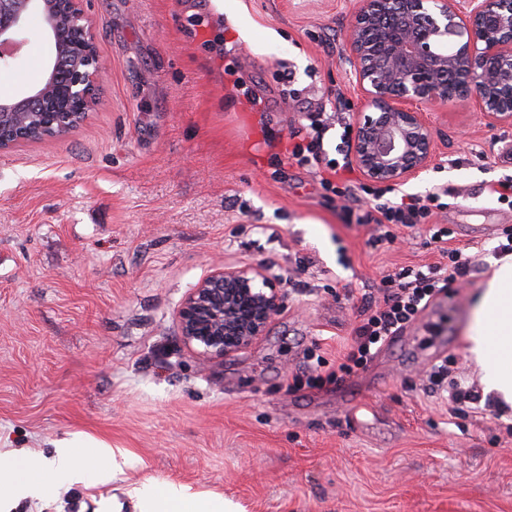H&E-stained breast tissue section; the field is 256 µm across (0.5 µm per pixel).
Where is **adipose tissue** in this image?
<instances>
[{"label": "adipose tissue", "mask_w": 512, "mask_h": 512, "mask_svg": "<svg viewBox=\"0 0 512 512\" xmlns=\"http://www.w3.org/2000/svg\"><path fill=\"white\" fill-rule=\"evenodd\" d=\"M468 351L483 367L484 390L512 403V255L497 261L467 326ZM134 455L92 437L55 441L52 455L0 452V512L22 499H43L94 474L107 484L133 466ZM96 512H241L223 495L145 477L100 500Z\"/></svg>", "instance_id": "1"}]
</instances>
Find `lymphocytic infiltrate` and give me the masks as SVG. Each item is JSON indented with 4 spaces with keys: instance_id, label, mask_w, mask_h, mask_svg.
Returning <instances> with one entry per match:
<instances>
[{
    "instance_id": "lymphocytic-infiltrate-1",
    "label": "lymphocytic infiltrate",
    "mask_w": 512,
    "mask_h": 512,
    "mask_svg": "<svg viewBox=\"0 0 512 512\" xmlns=\"http://www.w3.org/2000/svg\"><path fill=\"white\" fill-rule=\"evenodd\" d=\"M305 119L303 128L290 134L289 160L318 174L324 190L339 197L352 196L353 186L334 184L332 177L340 165L336 159L328 157L323 148V135L331 124L330 117L322 112H309ZM448 193V188L436 187L426 195H405L395 201L379 192L372 210L356 213V223L378 225L379 233L373 239L377 245L394 242L400 230L427 226L431 241L442 246V259L433 264L404 266L383 275L381 301L363 299L354 344L335 371L329 373V380L343 382L355 369L365 366L385 342L414 322L438 293L469 273L471 256L464 250L447 248L449 229L430 221L434 208L440 207L442 197ZM433 383L432 393L447 400L449 415H456L464 407L475 411L493 405L492 400L483 399L476 382L454 376L447 364L438 365Z\"/></svg>"
}]
</instances>
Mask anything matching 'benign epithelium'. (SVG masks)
<instances>
[{"label": "benign epithelium", "instance_id": "1", "mask_svg": "<svg viewBox=\"0 0 512 512\" xmlns=\"http://www.w3.org/2000/svg\"><path fill=\"white\" fill-rule=\"evenodd\" d=\"M87 0H0V69L12 68L31 12L42 14L51 51L42 81L0 99V152L31 142L39 112L55 138L81 125L97 104L102 62ZM346 62L360 87L350 162L366 181L396 186L432 161L433 130L423 107L471 101L490 125H512V0H360ZM286 294L259 267L216 269L182 300L184 342L222 359L264 335Z\"/></svg>", "mask_w": 512, "mask_h": 512}]
</instances>
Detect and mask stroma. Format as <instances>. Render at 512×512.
Segmentation results:
<instances>
[{"label": "stroma", "mask_w": 512, "mask_h": 512, "mask_svg": "<svg viewBox=\"0 0 512 512\" xmlns=\"http://www.w3.org/2000/svg\"><path fill=\"white\" fill-rule=\"evenodd\" d=\"M359 0H89L105 71L95 109L62 139L0 153V451L51 454L83 433L150 475L244 512H512V409L449 417L435 364L479 380L465 336L512 202V126L469 102L426 109L429 169L409 194L451 188L433 223L475 249L373 362L339 385L362 295L383 272L439 261L425 233L373 246L350 199L285 159L301 115L348 153L360 90L344 62ZM33 36L0 98L34 85ZM290 73L282 83L281 73ZM280 279L284 308L246 349L209 360L181 339L184 296L220 267ZM112 485L76 484L13 512H95Z\"/></svg>", "instance_id": "1"}]
</instances>
